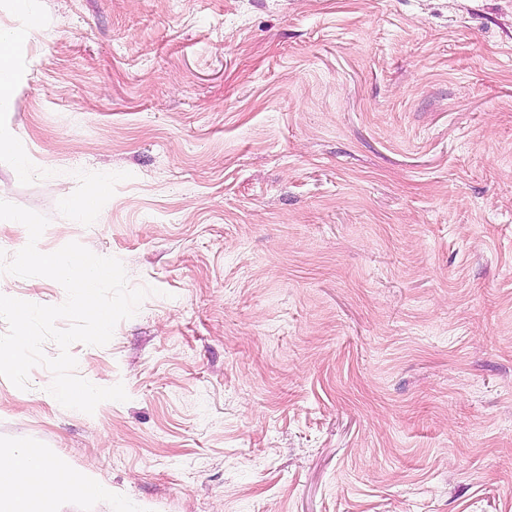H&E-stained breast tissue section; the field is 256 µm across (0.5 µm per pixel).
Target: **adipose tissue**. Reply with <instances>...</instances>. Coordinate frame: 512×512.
<instances>
[{
	"label": "adipose tissue",
	"mask_w": 512,
	"mask_h": 512,
	"mask_svg": "<svg viewBox=\"0 0 512 512\" xmlns=\"http://www.w3.org/2000/svg\"><path fill=\"white\" fill-rule=\"evenodd\" d=\"M66 472L43 448L0 453V512H38L59 499L57 479Z\"/></svg>",
	"instance_id": "ef3b65f1"
}]
</instances>
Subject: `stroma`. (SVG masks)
<instances>
[{
	"label": "stroma",
	"mask_w": 512,
	"mask_h": 512,
	"mask_svg": "<svg viewBox=\"0 0 512 512\" xmlns=\"http://www.w3.org/2000/svg\"><path fill=\"white\" fill-rule=\"evenodd\" d=\"M31 8L0 200L154 289L70 348L128 401L0 377V450L112 489L57 512H512V0Z\"/></svg>",
	"instance_id": "obj_1"
}]
</instances>
